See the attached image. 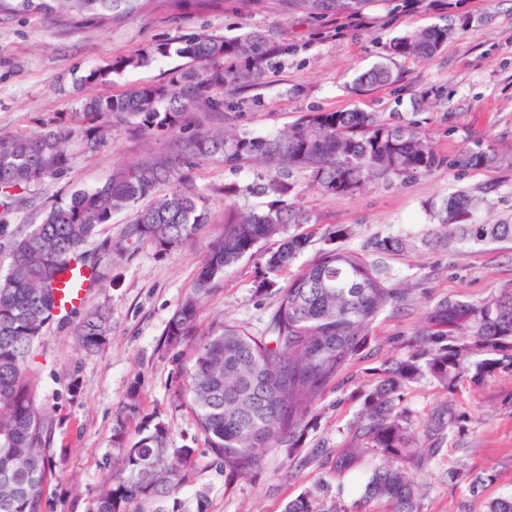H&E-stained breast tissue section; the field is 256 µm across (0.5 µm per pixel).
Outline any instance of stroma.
Wrapping results in <instances>:
<instances>
[{
  "label": "stroma",
  "mask_w": 512,
  "mask_h": 512,
  "mask_svg": "<svg viewBox=\"0 0 512 512\" xmlns=\"http://www.w3.org/2000/svg\"><path fill=\"white\" fill-rule=\"evenodd\" d=\"M336 20L333 13L317 21L291 13L284 0H224L223 7L204 12L173 0H143L140 9L118 19L0 14L3 136H39L50 124L73 120L84 98L165 82L179 59L157 58L102 86L81 84L90 69L162 45L176 47L179 37L190 33L261 29L290 52L267 71L262 86L227 96L220 125L265 136L310 112L358 108L385 118L397 114L426 134L441 160L428 174L390 182L377 178L346 196L325 194L304 173L295 174L288 202L320 227H348L344 248L361 250L375 236L406 241V249L385 261L390 286L406 295L374 321L368 346L344 371L350 385L325 388L306 417L297 448L272 451L239 477L227 475L181 406L180 366L187 347L169 343L166 331L209 244L224 231L226 206L265 209V197L245 192L261 166L230 168L219 156L184 166L197 190L209 196L210 216L195 242L176 251L164 254L147 242L124 245L131 215L115 214L84 247L99 280L84 303L47 322L27 362L35 402L51 431L53 468L44 512H92L117 470L121 450L113 428L119 411L127 440L156 418L168 427L171 447L193 451V466L179 493L164 501V512H197L201 505L206 512H282L288 500L309 490L340 500L349 510L360 497L355 475L326 484L321 478L327 459L354 441L361 391L375 383L388 357L412 353V336L439 300L480 301L512 291V248L458 252L427 244L435 228L431 206L458 191L486 190L482 218L512 223V0H380L355 14L350 28L337 29ZM433 25L449 30L433 57L391 55L393 39ZM379 63L391 66L396 81L354 93L355 78ZM175 140L172 133L147 135L133 122H118L106 147L75 155L67 172L29 187L19 204L0 210V275L8 270L14 239L40 223L55 202L104 183L116 167L168 152ZM466 148L493 153L496 161L485 168L465 166L460 155ZM228 187L240 188V195L226 197ZM263 273L257 257L227 268L198 309L197 329L226 319L266 335L277 295L258 289ZM95 309L108 316L110 333L105 346L90 353L75 327ZM450 399L466 423L444 439L429 468L417 472L424 485L419 510L457 512L462 506L486 512L492 499L512 493V372L464 382L452 396L426 377L405 387L401 405L420 430L431 410ZM461 462L489 474V481L475 489L449 482V467Z\"/></svg>",
  "instance_id": "stroma-1"
}]
</instances>
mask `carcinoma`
<instances>
[{"label":"carcinoma","mask_w":512,"mask_h":512,"mask_svg":"<svg viewBox=\"0 0 512 512\" xmlns=\"http://www.w3.org/2000/svg\"><path fill=\"white\" fill-rule=\"evenodd\" d=\"M142 0H0V14L76 12L117 18L136 11ZM372 0H288V8L316 19L330 12H357ZM448 28L431 26L395 39L392 54L428 59L447 41ZM166 48L126 57L92 69L86 84H109L112 74L150 63ZM288 47L256 29L243 36L192 33L175 54L185 63L165 83L141 84L123 94L91 96L81 105L83 124L59 125L40 137H0V207L8 210L36 182L70 168L74 155L105 147L112 122L136 119L139 131L179 132L187 114L224 112L225 96L262 84L275 60ZM392 69L378 64L356 78L360 88L391 84ZM215 155L224 165L238 167L258 160L264 164L252 190L270 197L262 211L230 208L224 235L211 243L192 287L172 315L166 332L177 344L192 335L202 300L224 270L242 258H264L265 276L258 288L275 285L274 277L310 245L314 237L325 247L278 289L277 306L268 323L269 336L252 335L230 321L198 333L190 344L180 395L208 444L230 476L247 474L263 456L292 448L305 430L304 420L324 388L343 370L370 338V328L402 293L386 284L385 256L403 249L398 237H376L360 251L340 242L345 227L285 234L291 224H306L301 209L283 204L294 171L330 195L345 196L377 176L386 180L426 174L440 163L426 135L399 120L388 122L360 110L313 112L288 129L268 136L229 134L217 125H200L179 139L174 155H155L138 164L118 167L104 184L77 190L50 207L41 223L13 242L12 260L0 277V512H42L44 484L51 469L49 426L34 400L26 363L34 342L58 307V275L71 263L86 265L80 249L93 239L112 215L132 213L125 242H148L167 253L191 245L209 220V198L186 179L180 166ZM493 157L465 150L461 162L477 168ZM161 184L170 185L163 195ZM481 197L461 191L433 211L436 234L448 248L473 249L512 244V223L478 218ZM279 237L276 249L263 244ZM108 333L106 318L90 312L77 325L82 346L100 348ZM416 350L388 358L373 387L363 398V419L357 444L331 461L330 478L364 469L359 502L384 500L391 512H419L418 487L407 470L433 461L445 431L462 428L465 416L454 401L429 416L426 448L418 441L410 411L400 406L405 386L424 377L448 391L464 377L478 381L500 370L512 371V292L482 301L443 299L428 312L415 334ZM380 461L365 466L366 453ZM193 450L169 447V431L157 421L141 430L122 449L119 470L100 493L95 512H148L147 507L178 493L182 472ZM448 480L478 482L458 464ZM283 512H344L338 501H324L306 492L288 500Z\"/></svg>","instance_id":"carcinoma-1"}]
</instances>
